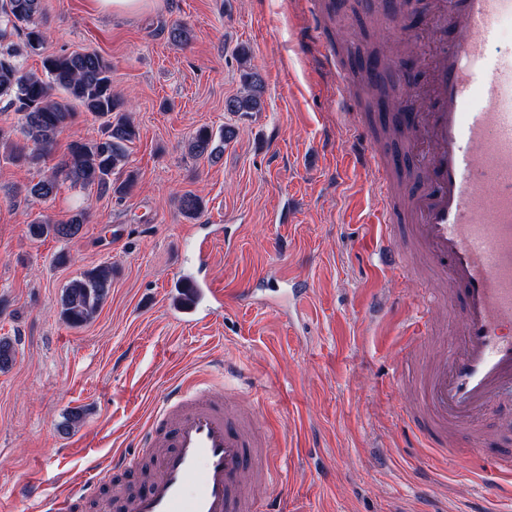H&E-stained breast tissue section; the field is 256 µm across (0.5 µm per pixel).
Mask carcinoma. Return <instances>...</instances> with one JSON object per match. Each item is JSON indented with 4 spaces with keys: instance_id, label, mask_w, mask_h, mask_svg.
<instances>
[{
    "instance_id": "1",
    "label": "carcinoma",
    "mask_w": 512,
    "mask_h": 512,
    "mask_svg": "<svg viewBox=\"0 0 512 512\" xmlns=\"http://www.w3.org/2000/svg\"><path fill=\"white\" fill-rule=\"evenodd\" d=\"M42 13L41 0H0V101L21 116L23 145H14L4 155L13 164H38L49 158L59 133L72 124L83 111L103 120L98 139L72 142L66 154L38 181L25 187V197L49 201L56 194L59 182L68 180L75 186L90 188L103 195L124 198L133 186V178L120 181L115 171L124 165L128 144L138 131L123 113V103L112 93V64L94 50L63 52L42 58L43 73L24 71L21 52L39 54L47 39V31L37 23ZM24 37V49L8 42L13 34ZM361 85L370 96L387 102L384 79L373 69H365ZM238 94L227 99L225 109L234 114H247L261 109L263 85L257 72L247 67L242 74ZM235 131L225 128L218 133L208 127L198 128L188 149L195 157L217 159L224 152V143ZM180 206L188 217L202 210V200L193 193L181 197ZM86 221L85 212L75 211L59 223L36 216L27 224L34 239L52 235L73 239ZM112 287V267L99 265L72 279L64 288L60 316L78 327L93 318Z\"/></svg>"
}]
</instances>
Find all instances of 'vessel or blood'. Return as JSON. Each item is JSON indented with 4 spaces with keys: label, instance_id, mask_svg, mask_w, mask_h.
I'll return each instance as SVG.
<instances>
[{
    "label": "vessel or blood",
    "instance_id": "1",
    "mask_svg": "<svg viewBox=\"0 0 512 512\" xmlns=\"http://www.w3.org/2000/svg\"><path fill=\"white\" fill-rule=\"evenodd\" d=\"M512 0H445L435 20L448 38L426 61L427 107L387 113L400 125L403 155L420 162V178L392 183L394 158L377 137H365L352 80L323 47L320 62L348 112L347 126L362 140L358 161L372 174L383 231L380 266L408 270V254L430 266L438 296L459 305L454 343L443 348L420 383L421 410L456 448L496 402L512 399V50L492 44ZM406 225L409 252L391 242L395 225ZM205 250L196 247L182 267L170 298L172 317L196 324L223 310L234 290L209 287L198 268ZM258 415L238 409L234 396L206 387L200 378L171 384L141 433L156 449L147 486L118 495L114 512H259L262 489L248 490L255 458L267 440L256 432ZM137 456L89 458L86 477L64 493L43 496L31 483L20 495L35 499L38 512H75L112 472L131 473Z\"/></svg>",
    "mask_w": 512,
    "mask_h": 512
}]
</instances>
